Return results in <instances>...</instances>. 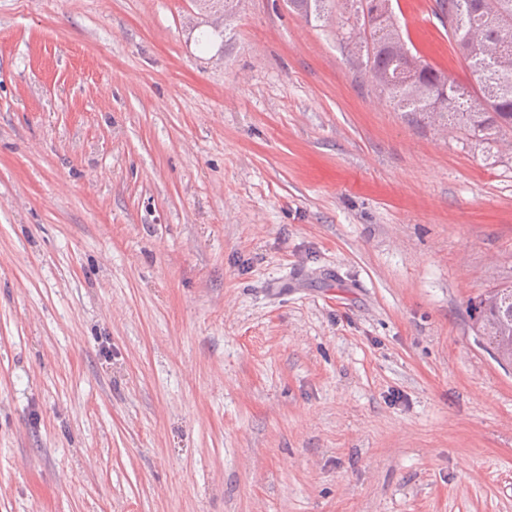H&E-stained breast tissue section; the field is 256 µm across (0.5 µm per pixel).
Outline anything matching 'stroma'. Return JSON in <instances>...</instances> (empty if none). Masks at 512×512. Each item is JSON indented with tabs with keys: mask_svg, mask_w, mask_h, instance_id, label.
<instances>
[{
	"mask_svg": "<svg viewBox=\"0 0 512 512\" xmlns=\"http://www.w3.org/2000/svg\"><path fill=\"white\" fill-rule=\"evenodd\" d=\"M344 14L0 0V512H512L469 315L512 150L395 110Z\"/></svg>",
	"mask_w": 512,
	"mask_h": 512,
	"instance_id": "1",
	"label": "stroma"
}]
</instances>
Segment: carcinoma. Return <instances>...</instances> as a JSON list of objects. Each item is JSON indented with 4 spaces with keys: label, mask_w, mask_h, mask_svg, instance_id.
Returning a JSON list of instances; mask_svg holds the SVG:
<instances>
[{
    "label": "carcinoma",
    "mask_w": 512,
    "mask_h": 512,
    "mask_svg": "<svg viewBox=\"0 0 512 512\" xmlns=\"http://www.w3.org/2000/svg\"><path fill=\"white\" fill-rule=\"evenodd\" d=\"M227 17L239 0H201ZM307 19L321 21L339 0H289ZM354 23L348 39L362 53L363 64L380 92L402 112L434 125H457L481 144L496 143L512 130V0H435L448 19V34L479 78L481 99L428 64L412 71L408 50L395 20L392 0H345ZM496 299V305L484 302ZM471 304L477 327L491 319L512 321V287L496 289Z\"/></svg>",
    "instance_id": "1"
}]
</instances>
